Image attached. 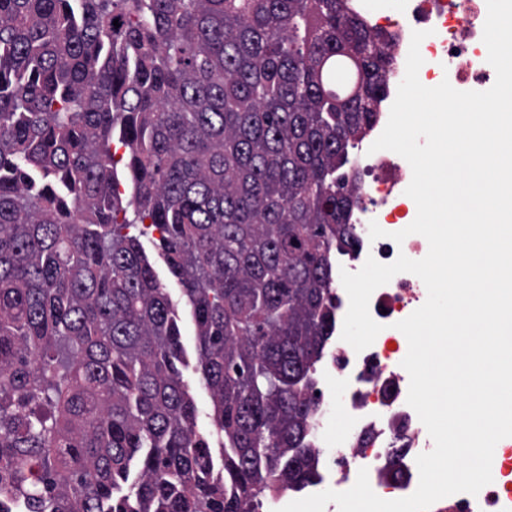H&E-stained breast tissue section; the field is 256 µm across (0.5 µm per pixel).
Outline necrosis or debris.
<instances>
[{"label":"necrosis or debris","instance_id":"1","mask_svg":"<svg viewBox=\"0 0 512 512\" xmlns=\"http://www.w3.org/2000/svg\"><path fill=\"white\" fill-rule=\"evenodd\" d=\"M487 18L486 0H406L404 22H389L388 49L394 57L388 77L390 87H398L405 75L406 59L413 31L425 32L420 49L423 59L432 61L450 84L471 91H484L495 82L496 73L482 54V35ZM394 101L386 96L377 105L378 118L366 140L361 141L349 165L359 174L356 194L359 203L350 222L355 228L377 222L385 237L358 244L350 253L338 255L337 267L355 272L367 258L389 264L399 255L415 258L427 253L422 235L412 234L403 243L391 235L400 231L407 218L409 201L405 190L412 171L398 154L389 150L371 151L372 141L382 133ZM336 323L317 368L321 382L315 407L309 417L310 443L318 448L321 475L316 483L294 490L293 499L332 489H350L360 469H367L374 493L385 500L410 496L419 483L416 458L426 442L427 430L407 403L410 378L401 362L407 346L396 345V322L410 316L424 303L426 287L415 275L400 273L376 289L369 310L383 329L371 346L355 351L341 338V324L349 308L344 288H336ZM344 401L340 437L326 427L332 404ZM400 455L403 473L399 481L387 479L383 468L391 452ZM491 484L478 494L457 493L434 512H512V437L495 447Z\"/></svg>","mask_w":512,"mask_h":512}]
</instances>
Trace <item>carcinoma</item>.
Here are the masks:
<instances>
[{"mask_svg": "<svg viewBox=\"0 0 512 512\" xmlns=\"http://www.w3.org/2000/svg\"><path fill=\"white\" fill-rule=\"evenodd\" d=\"M386 46L346 0H0V504L261 512L315 482L336 172ZM184 381L191 387L197 407V427L200 432L209 433L213 429V405L210 396L198 374L192 368L183 370Z\"/></svg>", "mask_w": 512, "mask_h": 512, "instance_id": "1", "label": "carcinoma"}]
</instances>
